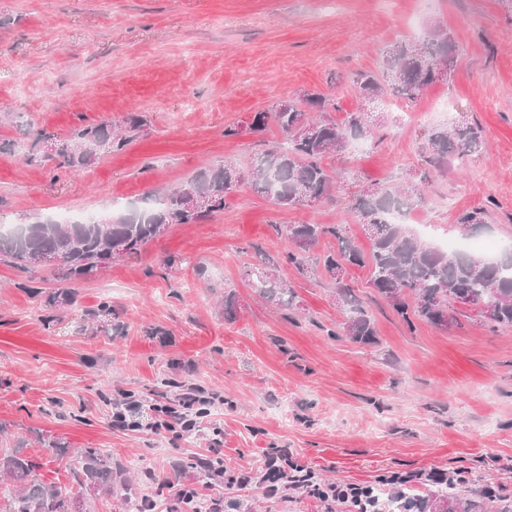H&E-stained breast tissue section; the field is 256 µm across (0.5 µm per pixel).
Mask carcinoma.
<instances>
[{
	"instance_id": "1",
	"label": "carcinoma",
	"mask_w": 512,
	"mask_h": 512,
	"mask_svg": "<svg viewBox=\"0 0 512 512\" xmlns=\"http://www.w3.org/2000/svg\"><path fill=\"white\" fill-rule=\"evenodd\" d=\"M455 52L454 38L446 28L437 29L425 43L398 41L386 54L380 73L359 72L353 78L359 105L344 123L339 125L330 117L326 96L311 91L299 100H280L255 113L249 123L252 132L263 133L272 124L287 134V142L272 143L256 154L249 180L243 179L237 167L225 164L202 170L168 190L159 208L135 210L91 224H57L50 219L25 224L0 234V258L28 271L44 267L42 257L54 254L61 262L47 267L51 273L90 280L112 264L116 252L137 256L170 225L196 223L224 210L226 200L240 191L245 181L255 193L283 209L303 205L309 195L321 199L334 186V176L322 160L372 132L367 106L388 94L416 101L429 86L450 74L442 67L454 59ZM143 126V116L130 112L115 121L77 129L56 144L53 159L59 168L89 166L125 148ZM481 147V128L476 122L437 126L427 138V162L435 168L446 167ZM188 192L207 195L216 206L204 214L187 212L181 197ZM420 199L421 188L411 181L395 189L363 190L354 196L351 208L360 224L375 228L369 253L354 243L342 224H289L285 229L290 244L286 260L302 275L321 272L332 281L336 303L344 313L341 329L356 342L370 341L375 328L354 289L335 275L351 266L369 268L371 288L408 323L414 316L440 327L443 318L456 319V306L462 305L474 307L493 329L512 327V254L505 252L488 262L445 252L421 241L410 225L388 221L389 213H408ZM483 223L484 212H467L459 218L457 229L464 234ZM327 238L335 241L336 247L320 262L311 258L312 248ZM247 275L253 276L256 292L278 307L291 309L296 304V292L269 267L251 266ZM78 463V489L70 495L59 485L37 479L36 464L22 449L0 452V484L11 488L9 512H73L75 506L80 512H91L96 499L115 492L116 475L123 469L112 468L111 456L91 448L78 456ZM118 483L121 490H131L127 481ZM368 489L376 503L374 512H435L440 502L453 504L452 512H512L511 498L482 495L474 500L454 483L400 489L380 480Z\"/></svg>"
}]
</instances>
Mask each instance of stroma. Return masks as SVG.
I'll list each match as a JSON object with an SVG mask.
<instances>
[{
	"label": "stroma",
	"mask_w": 512,
	"mask_h": 512,
	"mask_svg": "<svg viewBox=\"0 0 512 512\" xmlns=\"http://www.w3.org/2000/svg\"><path fill=\"white\" fill-rule=\"evenodd\" d=\"M451 30L450 79L415 102L376 103L360 151L325 158L337 173L315 206L284 210L242 186L223 211L177 224L138 257L89 281L45 278L0 261V451L22 449L45 482L71 485L78 450L111 455L132 490L97 512H188L171 491L241 504L239 512H330L304 495L284 500L263 482L268 448H288L328 483L371 485L392 474L466 472L512 497V327L468 315L441 329L405 323L352 267L348 281L368 303L373 340L340 332L344 319L323 275L286 261L289 224H342L362 250L370 240L351 209L365 187L419 183L411 224L454 229L482 210L480 236L512 242V0H0V225L60 211L141 209L200 169L232 163L249 172L255 153L284 141L276 127L225 137L273 103L322 92L344 122L358 101L356 73L377 70L401 39ZM129 112L147 125L124 149L79 172L44 160L43 135ZM458 121L482 127L485 149L436 172L425 162L430 129ZM271 256L294 288L295 308L259 296L245 273ZM70 288L74 301L51 295ZM233 295L237 315L224 318ZM115 316L98 317L100 304ZM189 381L221 396L198 432L113 428L126 396H175L162 380ZM230 470L252 472L246 489L201 479L214 428Z\"/></svg>",
	"instance_id": "obj_1"
}]
</instances>
